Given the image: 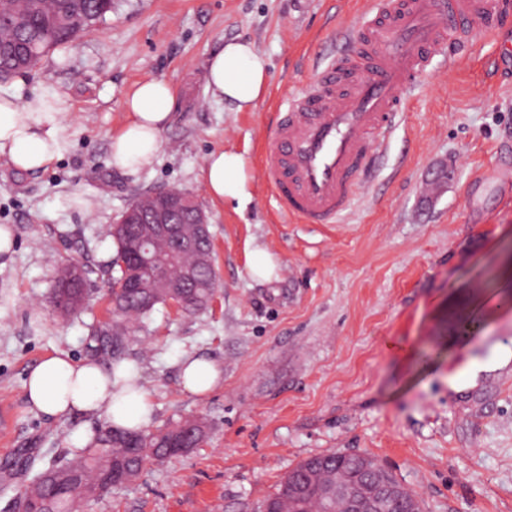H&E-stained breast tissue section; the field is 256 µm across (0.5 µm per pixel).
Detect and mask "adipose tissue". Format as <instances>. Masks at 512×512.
Masks as SVG:
<instances>
[{"label":"adipose tissue","instance_id":"ef3b65f1","mask_svg":"<svg viewBox=\"0 0 512 512\" xmlns=\"http://www.w3.org/2000/svg\"><path fill=\"white\" fill-rule=\"evenodd\" d=\"M267 82V62L250 42H226L210 60L208 86L213 96L238 109L255 107ZM173 102V90L165 81L150 79L136 86L125 100L128 118L111 138L112 167L135 173L153 164ZM70 109L68 99L55 91H37L26 99L1 94L0 155L22 171L47 169L65 149L63 120ZM204 176L212 199L239 201L247 195L245 160L236 152L210 153ZM132 377L125 368L111 370L59 353L28 373L25 388L32 407L47 416L80 411L106 417L118 428L140 430L151 420L152 402L147 389Z\"/></svg>","mask_w":512,"mask_h":512}]
</instances>
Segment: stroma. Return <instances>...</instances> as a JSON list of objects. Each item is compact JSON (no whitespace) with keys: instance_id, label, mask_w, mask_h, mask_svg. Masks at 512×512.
Wrapping results in <instances>:
<instances>
[{"instance_id":"1","label":"stroma","mask_w":512,"mask_h":512,"mask_svg":"<svg viewBox=\"0 0 512 512\" xmlns=\"http://www.w3.org/2000/svg\"><path fill=\"white\" fill-rule=\"evenodd\" d=\"M365 2L113 0L73 46L0 83L2 93L56 91L72 105L67 148L48 169L24 172L0 156V225L16 238L0 257V402L13 414L0 436V512H17L26 463L43 470L73 454L75 431L107 425L29 405L28 372L61 352L133 364L151 427L206 424L200 446L147 462L84 512H254L299 461L334 450L381 461L422 512H512V363L448 389L457 366L512 351V309L498 304L512 286V74L492 71L498 44H481L452 81L416 84L371 185L337 223L289 220L259 174L275 102L313 80L314 61ZM236 39L268 62L267 91L247 111L208 87L210 58ZM147 79L172 86L171 119L153 165L123 172L108 163L110 139L127 94ZM223 149L245 160L246 203L206 191L204 161ZM168 189L191 193L208 216L215 297L192 315L157 305L137 340L102 352L107 339L91 329L109 316L108 229L136 195ZM256 250L274 263L270 279L251 275ZM70 261L90 275L82 309L64 318L52 293ZM189 356L223 371L206 395L182 386Z\"/></svg>"}]
</instances>
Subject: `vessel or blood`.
<instances>
[{"label":"vessel or blood","instance_id":"vessel-or-blood-1","mask_svg":"<svg viewBox=\"0 0 512 512\" xmlns=\"http://www.w3.org/2000/svg\"><path fill=\"white\" fill-rule=\"evenodd\" d=\"M512 0H371L261 147V171L284 216L332 224L367 185L410 89L434 59L446 74L482 41L500 40Z\"/></svg>","mask_w":512,"mask_h":512}]
</instances>
